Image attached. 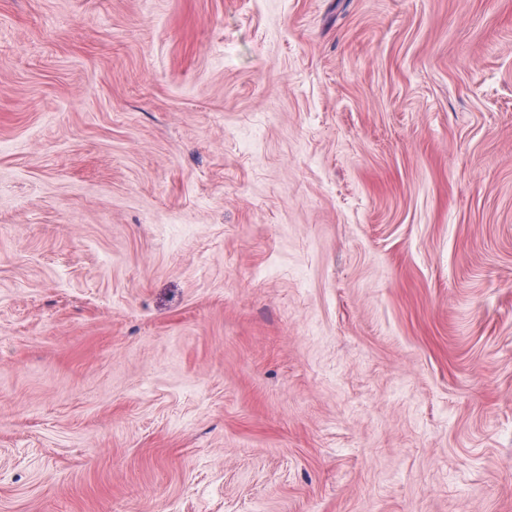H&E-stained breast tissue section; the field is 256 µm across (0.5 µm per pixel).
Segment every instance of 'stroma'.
<instances>
[{
    "mask_svg": "<svg viewBox=\"0 0 512 512\" xmlns=\"http://www.w3.org/2000/svg\"><path fill=\"white\" fill-rule=\"evenodd\" d=\"M0 512H512V0H0Z\"/></svg>",
    "mask_w": 512,
    "mask_h": 512,
    "instance_id": "stroma-1",
    "label": "stroma"
}]
</instances>
